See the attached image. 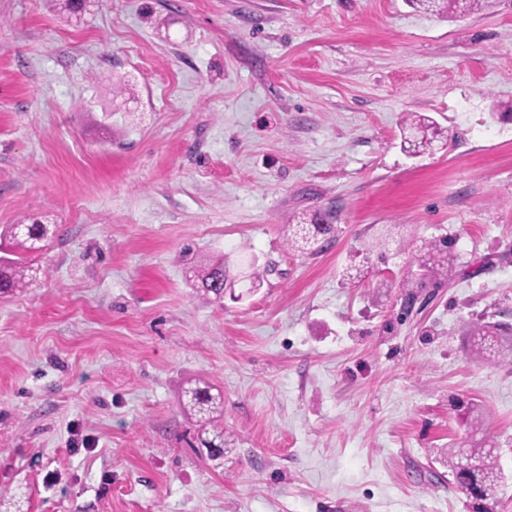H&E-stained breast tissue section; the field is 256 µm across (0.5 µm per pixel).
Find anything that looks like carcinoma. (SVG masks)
<instances>
[{
    "mask_svg": "<svg viewBox=\"0 0 512 512\" xmlns=\"http://www.w3.org/2000/svg\"><path fill=\"white\" fill-rule=\"evenodd\" d=\"M425 9L447 12L450 17L465 16L482 8L487 0H415ZM439 136L434 122L421 115H414L406 121L403 137V149L411 155L422 154L429 150ZM333 212L328 210L316 216L314 222L302 228L304 236L292 239L293 244L300 242L318 244L319 236L335 233L332 224ZM50 230L45 224H13L0 232V240L8 239L6 245H0V293L9 292L30 284L32 268L28 265L26 253L39 249V243L48 238ZM452 246V241L442 239L431 245L419 264L421 274L417 275V286L425 288L444 272L445 257L441 252ZM259 280L256 272L231 274L224 265V259L208 264L194 272L193 288L221 300L224 290L243 284L247 289L254 288ZM504 325L493 322H475L469 329L473 346L489 361L499 359L500 350H509L507 340L502 337ZM180 402L185 411L194 417L197 448L205 450L212 461L224 457V391L215 383L196 380L183 388ZM448 467L454 478L455 486L469 498L475 512H493L496 499L502 491L500 472L495 463L494 449L469 448L448 450Z\"/></svg>",
    "mask_w": 512,
    "mask_h": 512,
    "instance_id": "obj_1",
    "label": "carcinoma"
}]
</instances>
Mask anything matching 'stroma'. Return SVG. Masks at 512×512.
<instances>
[{
    "mask_svg": "<svg viewBox=\"0 0 512 512\" xmlns=\"http://www.w3.org/2000/svg\"><path fill=\"white\" fill-rule=\"evenodd\" d=\"M512 0H0V226L50 225L0 296V512H512ZM443 132L407 156L411 113ZM336 213L333 241L290 225ZM401 225L385 250L372 248ZM451 239L452 275L403 285ZM259 259L240 301L189 270ZM224 391L221 462L183 386ZM487 0H415L431 11L446 10L450 17H461L482 8ZM505 326L501 323L474 322L469 329L473 346L489 362H496L500 356L499 347L509 351V344L502 336ZM465 457L469 467L460 468ZM494 448H469L448 451V467L455 486L469 498L474 512H491L502 491L500 472L495 463Z\"/></svg>",
    "mask_w": 512,
    "mask_h": 512,
    "instance_id": "1",
    "label": "stroma"
}]
</instances>
